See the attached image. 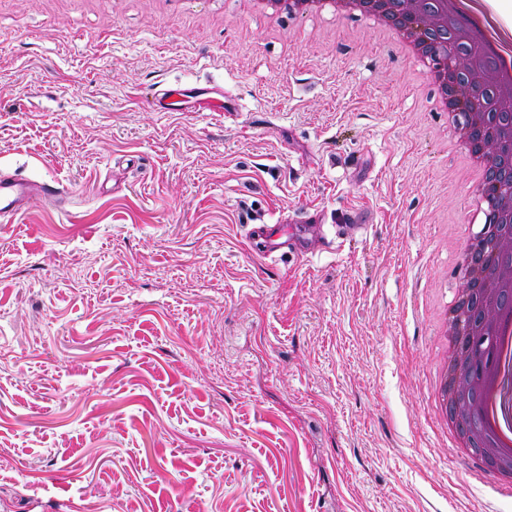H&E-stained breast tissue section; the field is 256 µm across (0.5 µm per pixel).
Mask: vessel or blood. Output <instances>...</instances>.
<instances>
[{"label": "vessel or blood", "instance_id": "b4317fda", "mask_svg": "<svg viewBox=\"0 0 512 512\" xmlns=\"http://www.w3.org/2000/svg\"><path fill=\"white\" fill-rule=\"evenodd\" d=\"M65 196L60 189L36 175L21 176L0 170V223H17L33 203L50 201L62 204ZM248 251L256 257L267 259L287 249L297 257L308 254L301 241L300 232L294 231L283 219L262 224L250 230L246 237Z\"/></svg>", "mask_w": 512, "mask_h": 512}]
</instances>
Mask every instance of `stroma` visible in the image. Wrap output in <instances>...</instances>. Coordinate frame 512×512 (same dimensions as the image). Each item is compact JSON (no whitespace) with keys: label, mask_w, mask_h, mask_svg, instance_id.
Masks as SVG:
<instances>
[{"label":"stroma","mask_w":512,"mask_h":512,"mask_svg":"<svg viewBox=\"0 0 512 512\" xmlns=\"http://www.w3.org/2000/svg\"><path fill=\"white\" fill-rule=\"evenodd\" d=\"M183 84L228 111L148 104ZM0 166L73 194L0 230V512H512L433 404L450 241L484 219L371 22L0 0ZM307 205L308 258L249 254Z\"/></svg>","instance_id":"35a3bbf8"}]
</instances>
